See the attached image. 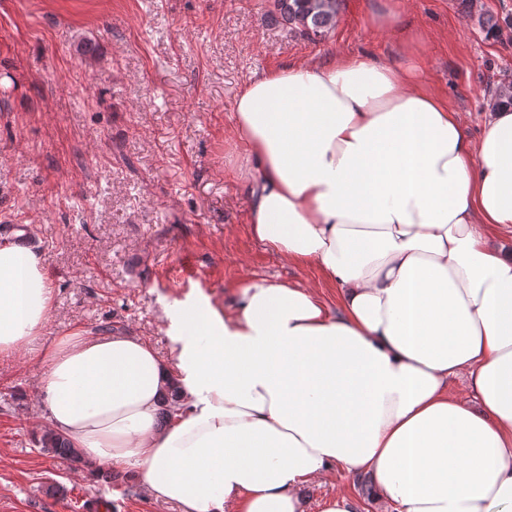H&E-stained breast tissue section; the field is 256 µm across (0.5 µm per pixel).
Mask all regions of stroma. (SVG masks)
Wrapping results in <instances>:
<instances>
[{"mask_svg": "<svg viewBox=\"0 0 512 512\" xmlns=\"http://www.w3.org/2000/svg\"><path fill=\"white\" fill-rule=\"evenodd\" d=\"M338 0L310 39L271 17V0H0V225H32L54 288L40 340L80 326L124 333L167 353L164 310L202 295L232 309L249 278L337 290L314 267L266 250L249 231L250 198L233 135L238 90L278 66L367 52L403 62L395 14L422 36L427 83L478 139L487 97L512 76V0ZM194 263L183 279L182 260ZM44 367L28 349L0 358V512H178L139 476L112 483L44 452L37 399ZM347 491L357 512H392L368 476L335 469L303 486L306 512Z\"/></svg>", "mask_w": 512, "mask_h": 512, "instance_id": "stroma-1", "label": "stroma"}]
</instances>
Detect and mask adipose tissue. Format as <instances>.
Returning a JSON list of instances; mask_svg holds the SVG:
<instances>
[{
    "label": "adipose tissue",
    "instance_id": "ef3b65f1",
    "mask_svg": "<svg viewBox=\"0 0 512 512\" xmlns=\"http://www.w3.org/2000/svg\"><path fill=\"white\" fill-rule=\"evenodd\" d=\"M400 34L403 63L286 64L234 101L252 236L336 302L255 278L229 311L171 305L164 356L80 327L41 343L51 279L0 244V357L32 346L45 427L89 467L133 469L181 512H303L299 486L335 467L394 512H512V253L484 238L512 231V104L468 139Z\"/></svg>",
    "mask_w": 512,
    "mask_h": 512
}]
</instances>
